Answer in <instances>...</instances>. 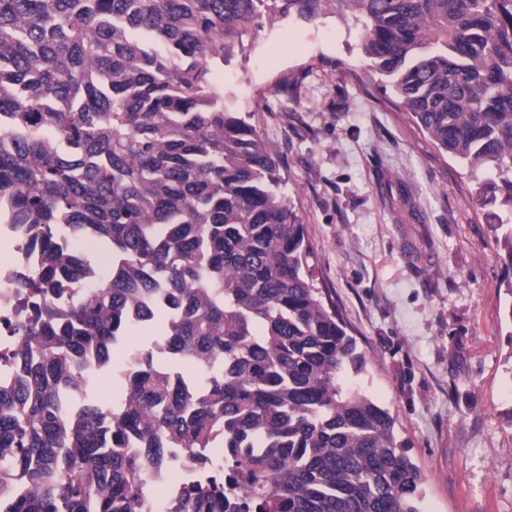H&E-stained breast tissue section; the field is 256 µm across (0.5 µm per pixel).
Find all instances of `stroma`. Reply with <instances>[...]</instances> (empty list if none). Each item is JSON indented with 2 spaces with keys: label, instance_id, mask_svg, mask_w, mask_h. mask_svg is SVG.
Returning <instances> with one entry per match:
<instances>
[{
  "label": "stroma",
  "instance_id": "1",
  "mask_svg": "<svg viewBox=\"0 0 512 512\" xmlns=\"http://www.w3.org/2000/svg\"><path fill=\"white\" fill-rule=\"evenodd\" d=\"M327 15L255 28L212 80L283 189L421 477L420 512H512V274L470 171L439 150Z\"/></svg>",
  "mask_w": 512,
  "mask_h": 512
}]
</instances>
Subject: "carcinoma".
<instances>
[{"label":"carcinoma","instance_id":"cac0c4a2","mask_svg":"<svg viewBox=\"0 0 512 512\" xmlns=\"http://www.w3.org/2000/svg\"><path fill=\"white\" fill-rule=\"evenodd\" d=\"M327 14L488 175L479 204L512 205V0H0V225L40 256L0 322V512H146L152 476L218 442L170 512H419L281 158L211 81L249 29ZM118 351L116 412L91 383Z\"/></svg>","mask_w":512,"mask_h":512}]
</instances>
